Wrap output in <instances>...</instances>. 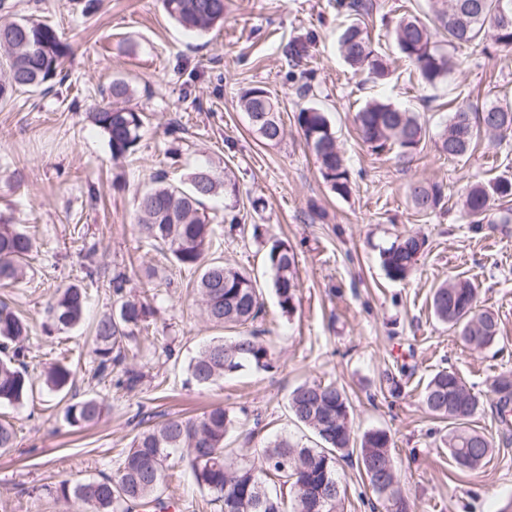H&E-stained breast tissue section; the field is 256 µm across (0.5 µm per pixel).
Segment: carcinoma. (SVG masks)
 I'll return each mask as SVG.
<instances>
[{
  "mask_svg": "<svg viewBox=\"0 0 512 512\" xmlns=\"http://www.w3.org/2000/svg\"><path fill=\"white\" fill-rule=\"evenodd\" d=\"M512 0H429L432 23L448 46L457 49L491 42L512 49V20L502 23L501 3ZM165 11L186 31L198 32L224 21L227 0H163ZM372 0H336V9L350 17L339 35V48L345 61L364 71L373 80L389 74L387 59L372 46L365 17L373 11ZM433 31V32H435ZM429 27L415 17L400 19L393 29L398 52L418 72L422 82L434 86L448 78L452 62ZM72 53L53 25L33 18L0 24V102L13 93L34 91L60 75ZM250 124L268 142L283 137L277 102L270 91L247 89L241 96ZM91 121L107 136L112 157L133 154L140 138L141 114L118 105L99 106ZM296 123L311 147L321 176L338 195L351 191L350 173L336 145L335 132L322 109L308 105L299 110ZM362 139L376 150H397L402 158L413 156L425 140L426 130L419 118L392 103L373 100L354 115ZM512 133V103L496 100L483 107L461 105L448 114L440 134L438 151L450 159L461 158L477 149L488 138ZM221 181L202 168L191 174L189 186L173 187L157 180V185L135 199L137 232L164 245L175 263L187 271L199 272L196 288L206 320L217 326L252 323L262 313L256 281L247 274L209 257L213 247V227L200 213L201 199L216 194ZM409 195L415 209L430 214L443 208L444 190L438 183L417 182ZM512 178L495 177L470 187L463 210L471 229L479 232L485 224H512ZM425 241L410 232L397 234L390 246L380 250L386 276L403 281L414 269ZM34 251L33 241L18 225L0 217V283L16 282L23 275ZM269 261L274 271L273 286L280 309H294L297 273L295 256L284 242L272 245ZM125 274L112 277L117 306L112 314L97 321L92 340L98 362L93 378L112 376L124 367L126 379L119 386L132 388L139 374L125 367L126 349L151 313L139 299L124 296ZM477 288L467 278L455 277L434 289L435 316L458 330L469 344L482 348L499 335L497 317L477 309ZM86 292L72 285L60 292L47 308L50 329L58 332L81 322L86 308ZM27 324L6 302H0V405L22 403L33 392L34 382L26 370L28 350L23 345ZM271 351L255 331L232 340L217 339L204 346L190 361V378L209 386L228 374L246 367L270 366ZM74 371L65 364L49 368L43 385L52 396H68ZM498 395L497 412L508 422L512 414V380L500 379L493 385ZM422 403L438 419L448 420V448L456 464L474 470L492 453L490 442L469 427L479 408V399L456 373L437 372L427 383ZM288 407L294 418L310 428L323 442L321 448L299 447L286 437H278L254 451L253 460H229L224 439L240 425V419L222 406L201 415L168 418L149 427L132 440L111 476L71 484L64 480L56 495L74 500L82 512H167L171 502L164 497L165 472L174 452L186 463L199 489L221 503V512H335L340 498L336 489V462L339 457L357 456L362 473L382 502L384 512H393L392 503L401 502V512H414L394 471L391 435L385 430L368 431L357 439L350 421V403L344 388L334 383L303 384L289 395ZM104 410L102 399L87 395L67 403L65 420L72 426L98 421Z\"/></svg>",
  "mask_w": 512,
  "mask_h": 512,
  "instance_id": "carcinoma-1",
  "label": "carcinoma"
}]
</instances>
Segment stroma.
<instances>
[{"label": "stroma", "mask_w": 512, "mask_h": 512, "mask_svg": "<svg viewBox=\"0 0 512 512\" xmlns=\"http://www.w3.org/2000/svg\"><path fill=\"white\" fill-rule=\"evenodd\" d=\"M84 3L7 0L0 10L6 20L40 16L73 50L64 79L16 92L0 105V214L35 242L25 277L0 287V301L29 325L32 377L57 363L71 365L73 393L98 394L106 410L95 423L70 426L63 405L39 386L23 403L0 406V420L17 432L16 448L0 452V512H75L73 503L56 498L58 482L113 473L140 430L214 405L259 418L254 431L228 434L224 446L237 461H249L278 433L316 447L317 438L288 409L289 393L313 381L346 390L355 436L390 433L394 469L417 512H512V428L496 414L492 390L494 380L512 376V224L477 234L460 208L476 181L512 177V136L455 160L436 146L456 107L512 93V50L455 51L447 80L424 84L397 54L385 24L407 15L429 21L427 0H373L366 23L390 71L379 85L341 57L335 0H230L223 25L201 33L180 28L161 0H99L90 17ZM295 40L308 47L306 95L287 55ZM116 79L129 86L122 106L146 116L129 159L113 158L88 117L109 99ZM256 85L278 101L280 142L263 141L241 107V93ZM373 97L418 112L427 134L411 162L375 152L361 138L353 116ZM310 104L330 119L351 174L348 195L324 182L296 125V113ZM202 165L223 182L204 207L216 256L255 277L263 303L257 327L273 358L270 369H245L209 387L191 381L188 364L206 342L237 331L205 320L195 274L137 233L134 207L136 194L156 178L184 186ZM419 181L443 186L442 210L425 215L413 208L409 187ZM406 230L424 237L425 246L411 276L394 282L379 251ZM278 241L292 248L299 276L288 315L268 261ZM89 246L96 249L90 272L83 253ZM117 271L128 276L127 294L149 297L153 307L148 332L128 347L127 365L142 374L130 391L88 379L97 361L91 323L111 313L109 281ZM455 276L471 279L479 308L497 316L495 344L471 346L435 318L433 290ZM72 285L89 294L85 322L47 333L46 307ZM443 369L480 399L471 423L494 451L473 471L456 465L447 421L421 403L427 382ZM336 470L343 487L337 512H384L357 459H339ZM166 492L181 512H220L183 464L167 477Z\"/></svg>", "instance_id": "1"}]
</instances>
